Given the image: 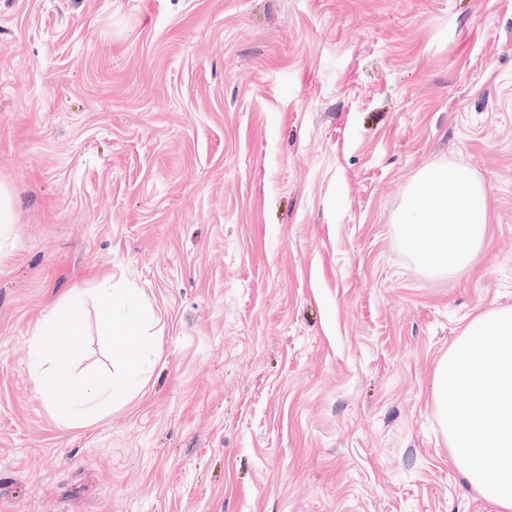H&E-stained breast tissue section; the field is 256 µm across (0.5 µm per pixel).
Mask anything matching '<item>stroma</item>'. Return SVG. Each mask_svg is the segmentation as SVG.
Segmentation results:
<instances>
[{"mask_svg": "<svg viewBox=\"0 0 512 512\" xmlns=\"http://www.w3.org/2000/svg\"><path fill=\"white\" fill-rule=\"evenodd\" d=\"M488 199L433 275L417 176ZM0 512H496L433 383L512 306V0H0ZM134 288L142 386L88 425L36 393L29 339L97 278ZM487 207L483 189L466 169L448 175V168H436L413 183L398 223L418 264L452 273L470 264L484 240Z\"/></svg>", "mask_w": 512, "mask_h": 512, "instance_id": "stroma-1", "label": "stroma"}]
</instances>
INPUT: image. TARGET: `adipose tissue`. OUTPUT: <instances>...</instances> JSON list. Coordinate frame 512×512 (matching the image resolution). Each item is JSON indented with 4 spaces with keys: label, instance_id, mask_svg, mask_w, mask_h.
Here are the masks:
<instances>
[{
    "label": "adipose tissue",
    "instance_id": "ef3b65f1",
    "mask_svg": "<svg viewBox=\"0 0 512 512\" xmlns=\"http://www.w3.org/2000/svg\"><path fill=\"white\" fill-rule=\"evenodd\" d=\"M487 200L466 169L436 168L413 183L400 215L415 261L434 272L467 267L485 238Z\"/></svg>",
    "mask_w": 512,
    "mask_h": 512
}]
</instances>
